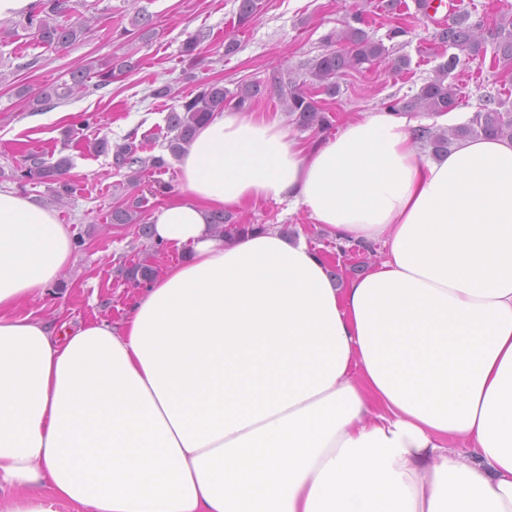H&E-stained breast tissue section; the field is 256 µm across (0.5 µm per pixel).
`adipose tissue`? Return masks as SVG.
Masks as SVG:
<instances>
[{
  "label": "adipose tissue",
  "mask_w": 512,
  "mask_h": 512,
  "mask_svg": "<svg viewBox=\"0 0 512 512\" xmlns=\"http://www.w3.org/2000/svg\"><path fill=\"white\" fill-rule=\"evenodd\" d=\"M421 126L214 113L152 217L183 260L73 332L20 312L69 226L0 191V512H512V139L436 159ZM268 201L385 258L338 281L305 235L209 222Z\"/></svg>",
  "instance_id": "1"
}]
</instances>
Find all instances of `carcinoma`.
<instances>
[{"label":"carcinoma","mask_w":512,"mask_h":512,"mask_svg":"<svg viewBox=\"0 0 512 512\" xmlns=\"http://www.w3.org/2000/svg\"><path fill=\"white\" fill-rule=\"evenodd\" d=\"M363 24L361 14L353 12L347 17L340 33H332L326 37L328 44L337 43L340 48L316 56L309 65L308 80L300 84L281 79L274 82V92L298 129H320L330 124L312 91L316 90L330 97L336 96L339 93L338 79L341 75L349 70L368 69L386 53L383 43L373 40L362 28ZM22 26L32 31L40 43L64 48L79 40L89 29V20L77 12L71 0H37L35 8L23 17ZM486 33L495 40L497 64L504 70L512 68V19L497 23L489 31L484 18L473 20L471 14L460 13L451 24L441 28L436 34L440 44L456 49L458 53L449 55L448 60L438 66L435 78L421 86L412 99L396 101L388 105V108L398 111L419 109L438 115L457 107V88L448 78L460 62L459 54L463 53L474 60L484 51ZM131 67L132 63L127 58L101 62L95 66H78L69 72V79L27 97V105L36 109L54 99L61 100L82 92L86 89L87 79L91 74L97 78L94 87L105 88ZM261 94V85L257 83L242 85L235 92L224 89L218 83L203 85L197 93L183 101L181 111L173 110L166 116L168 151L172 156H178L183 146L193 139L199 126L209 120L213 113L229 107L246 110ZM502 106V102L489 96L469 123L447 130L425 127L423 138L435 155L447 154L453 141L467 137L484 135L512 138V112L501 110ZM135 140L134 132L123 142L114 145L103 138L94 143L93 150L97 153L112 152L113 165L119 170H128L131 182L137 181L147 169L162 170L168 167V161L162 155L142 156V146L135 143ZM70 167V160L66 157L48 162L33 154L25 159L23 165L11 171L8 179L21 188L32 181L51 184L54 201L60 204L72 193L71 184L66 178ZM111 218L114 224H135L140 236L152 238V225L145 221L142 198L113 207ZM210 223L226 236L246 230V225L231 222L222 212L212 213ZM125 274L133 282H147L154 277L153 269L140 263L131 264L126 268Z\"/></svg>","instance_id":"carcinoma-1"}]
</instances>
